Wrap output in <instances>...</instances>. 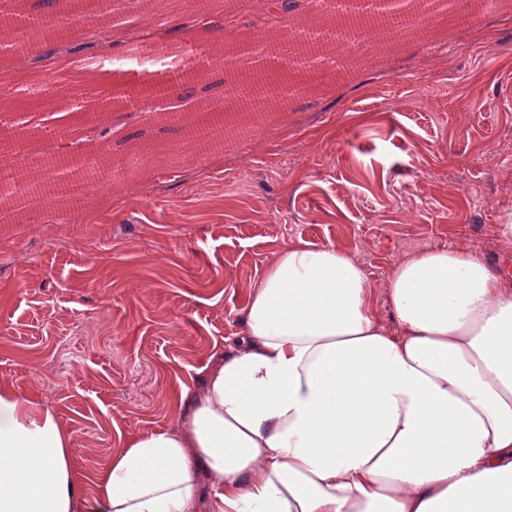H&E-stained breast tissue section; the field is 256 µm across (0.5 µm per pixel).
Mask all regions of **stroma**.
<instances>
[{
  "instance_id": "1",
  "label": "stroma",
  "mask_w": 512,
  "mask_h": 512,
  "mask_svg": "<svg viewBox=\"0 0 512 512\" xmlns=\"http://www.w3.org/2000/svg\"><path fill=\"white\" fill-rule=\"evenodd\" d=\"M436 31L377 48L239 140L189 159L171 134L111 103L96 190L103 219L0 223V380L38 394L92 477L121 438L171 425L170 389L200 384L241 328L248 294L285 246L333 244L377 290L417 252L512 256V6L476 24L447 0ZM129 42L58 59L56 99L99 95Z\"/></svg>"
}]
</instances>
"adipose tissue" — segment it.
Returning <instances> with one entry per match:
<instances>
[{
  "mask_svg": "<svg viewBox=\"0 0 512 512\" xmlns=\"http://www.w3.org/2000/svg\"><path fill=\"white\" fill-rule=\"evenodd\" d=\"M390 320L362 265L291 245L173 425L124 439L85 489L71 434L0 383V512H512V275L478 251L396 263Z\"/></svg>",
  "mask_w": 512,
  "mask_h": 512,
  "instance_id": "ef3b65f1",
  "label": "adipose tissue"
}]
</instances>
